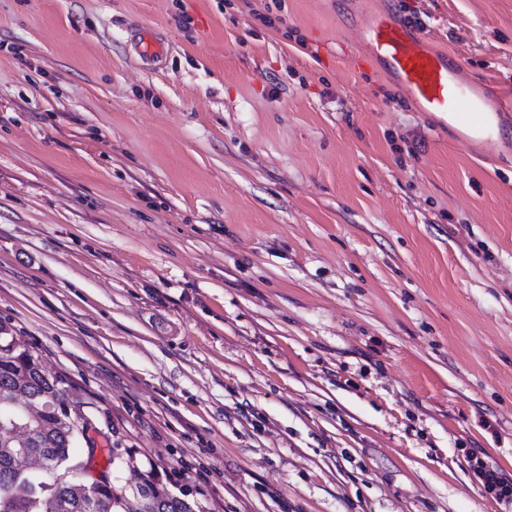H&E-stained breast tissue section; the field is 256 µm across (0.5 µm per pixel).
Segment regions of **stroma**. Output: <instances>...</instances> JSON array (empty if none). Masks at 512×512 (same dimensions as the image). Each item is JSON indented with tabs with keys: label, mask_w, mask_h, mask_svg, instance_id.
<instances>
[{
	"label": "stroma",
	"mask_w": 512,
	"mask_h": 512,
	"mask_svg": "<svg viewBox=\"0 0 512 512\" xmlns=\"http://www.w3.org/2000/svg\"><path fill=\"white\" fill-rule=\"evenodd\" d=\"M269 2L0 0V325L90 420V477L127 453L199 512H501L465 451L512 476V112L463 141L356 24L410 5L512 93V0ZM133 32L134 50L142 60L161 61L168 55V44L157 37L151 28L136 27Z\"/></svg>",
	"instance_id": "35a3bbf8"
}]
</instances>
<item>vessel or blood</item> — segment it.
<instances>
[{"instance_id":"b4317fda","label":"vessel or blood","mask_w":512,"mask_h":512,"mask_svg":"<svg viewBox=\"0 0 512 512\" xmlns=\"http://www.w3.org/2000/svg\"><path fill=\"white\" fill-rule=\"evenodd\" d=\"M363 43L370 56L382 61L399 86L421 111L480 126L484 113L512 112V97L487 84L473 85L457 76L458 61L431 48L414 27L383 10L362 24ZM134 50L147 61L163 60L169 46L152 29L134 30Z\"/></svg>"}]
</instances>
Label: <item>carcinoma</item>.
<instances>
[{"label": "carcinoma", "instance_id": "obj_1", "mask_svg": "<svg viewBox=\"0 0 512 512\" xmlns=\"http://www.w3.org/2000/svg\"><path fill=\"white\" fill-rule=\"evenodd\" d=\"M63 380L50 374L39 356L19 349L0 327V412L10 395L20 392L40 406L37 415L16 411L19 425L0 424V512H195L188 500L173 494L153 470L139 471L135 482L115 488L107 476L94 487L53 484V476L75 462L76 443L60 418L73 412ZM26 454L41 457L46 470L40 480L17 465Z\"/></svg>", "mask_w": 512, "mask_h": 512}]
</instances>
